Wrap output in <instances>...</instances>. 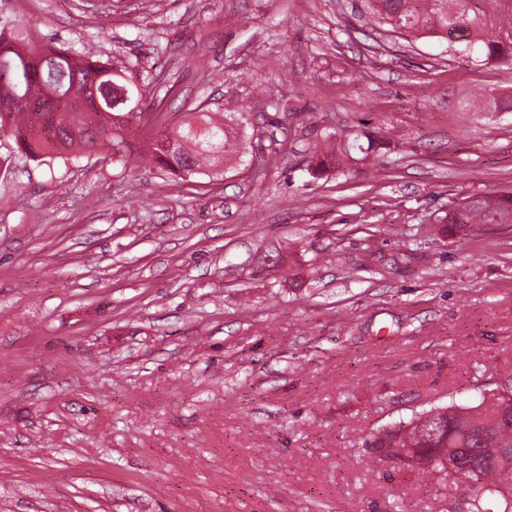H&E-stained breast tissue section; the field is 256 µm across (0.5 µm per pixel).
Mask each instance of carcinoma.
Wrapping results in <instances>:
<instances>
[{
  "instance_id": "1",
  "label": "carcinoma",
  "mask_w": 512,
  "mask_h": 512,
  "mask_svg": "<svg viewBox=\"0 0 512 512\" xmlns=\"http://www.w3.org/2000/svg\"><path fill=\"white\" fill-rule=\"evenodd\" d=\"M359 11L399 36L442 39L455 33L467 55L475 48L484 63L512 61V0H360ZM89 73L109 88V100L102 102L107 122L92 131L88 113L62 112L53 135H31L41 119L39 107L66 98L72 80L86 84ZM119 88L126 84L112 74L111 64L84 57L70 46L46 44L35 27L0 28V100L15 103L13 111L0 114V140L13 142L26 159L55 155L77 160L106 151L131 160L128 108L123 103L112 107ZM473 107L512 110V95L490 101L481 97ZM189 116L186 122L160 125L146 154L183 179L188 166L193 169L190 176H207L223 163L236 149L237 128L250 119L242 112H226L222 121L209 112ZM357 151H362L357 141L338 143L333 135L322 133L317 136L312 170L318 175L336 170ZM511 223V191L473 194L448 210V225L453 228ZM360 440L385 458L405 459V467L423 478L448 470L452 458L458 475L448 482V498L456 497L464 485L470 490L466 512H512L511 388L484 393L471 406H434Z\"/></svg>"
}]
</instances>
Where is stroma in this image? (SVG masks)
Instances as JSON below:
<instances>
[{
	"mask_svg": "<svg viewBox=\"0 0 512 512\" xmlns=\"http://www.w3.org/2000/svg\"><path fill=\"white\" fill-rule=\"evenodd\" d=\"M356 0H0L142 110L246 106L255 161L182 179L0 145V512H454L359 432L512 382V63ZM373 140L345 175L317 133ZM281 256L272 267L269 257ZM512 192L473 194L461 204L448 209V226L465 224H511Z\"/></svg>",
	"mask_w": 512,
	"mask_h": 512,
	"instance_id": "stroma-1",
	"label": "stroma"
}]
</instances>
